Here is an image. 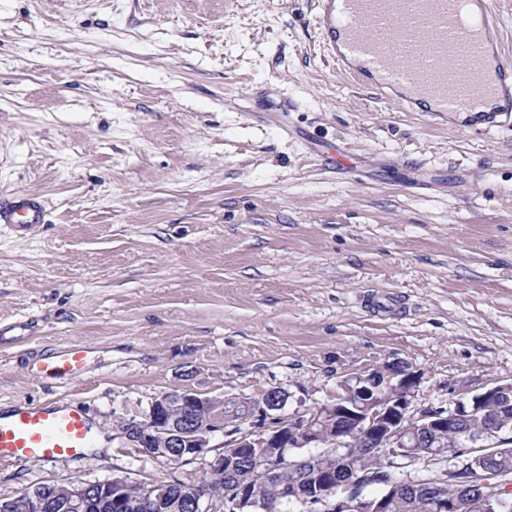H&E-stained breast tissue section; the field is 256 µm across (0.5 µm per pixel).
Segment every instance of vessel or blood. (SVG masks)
<instances>
[{"label":"vessel or blood","mask_w":512,"mask_h":512,"mask_svg":"<svg viewBox=\"0 0 512 512\" xmlns=\"http://www.w3.org/2000/svg\"><path fill=\"white\" fill-rule=\"evenodd\" d=\"M317 27L336 67L359 86L407 109L466 113L475 130L512 119V55L493 0H320ZM40 207H0V223L28 232ZM92 350L72 342L40 359L37 370L62 380L84 374ZM95 442L94 422L71 400L18 404L0 414V461L79 458Z\"/></svg>","instance_id":"obj_1"}]
</instances>
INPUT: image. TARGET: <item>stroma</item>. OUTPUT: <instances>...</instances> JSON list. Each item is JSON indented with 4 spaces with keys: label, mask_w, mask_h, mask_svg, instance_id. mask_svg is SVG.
Wrapping results in <instances>:
<instances>
[{
    "label": "stroma",
    "mask_w": 512,
    "mask_h": 512,
    "mask_svg": "<svg viewBox=\"0 0 512 512\" xmlns=\"http://www.w3.org/2000/svg\"><path fill=\"white\" fill-rule=\"evenodd\" d=\"M318 0H0V406L76 401L108 448L0 462V500L190 479L115 428L153 397L334 401L393 360L416 403L512 382V124L337 71ZM81 341L85 374L35 363ZM43 211L29 200H20L8 208L0 207V223L13 224L16 231L28 232L42 221Z\"/></svg>",
    "instance_id": "stroma-1"
}]
</instances>
